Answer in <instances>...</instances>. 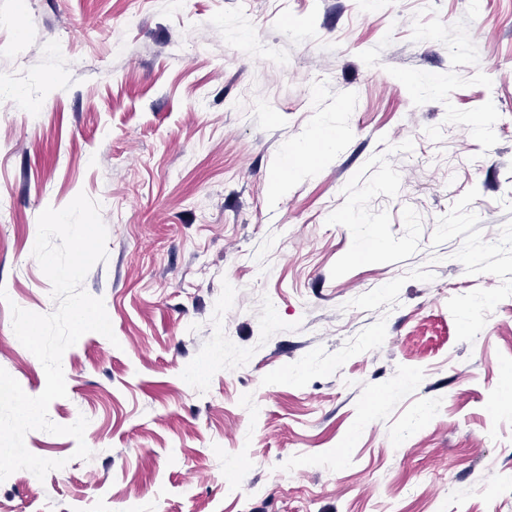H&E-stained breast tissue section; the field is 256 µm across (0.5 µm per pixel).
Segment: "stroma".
Listing matches in <instances>:
<instances>
[{
    "instance_id": "obj_1",
    "label": "stroma",
    "mask_w": 512,
    "mask_h": 512,
    "mask_svg": "<svg viewBox=\"0 0 512 512\" xmlns=\"http://www.w3.org/2000/svg\"><path fill=\"white\" fill-rule=\"evenodd\" d=\"M335 135L318 146L322 132ZM100 200L0 512H512V0H0V368Z\"/></svg>"
}]
</instances>
